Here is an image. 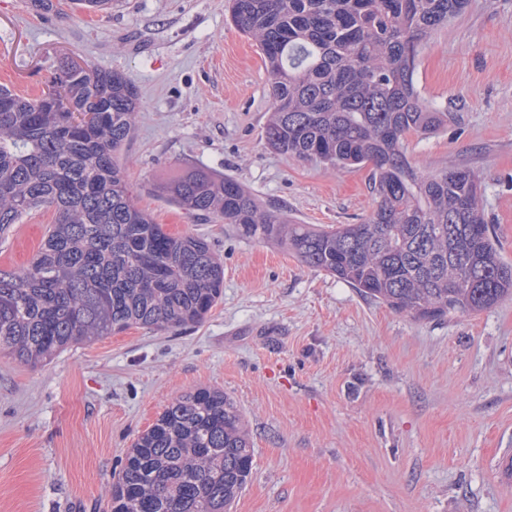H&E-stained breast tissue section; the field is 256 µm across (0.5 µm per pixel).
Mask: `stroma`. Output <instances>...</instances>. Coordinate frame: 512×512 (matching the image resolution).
<instances>
[{"label":"stroma","mask_w":512,"mask_h":512,"mask_svg":"<svg viewBox=\"0 0 512 512\" xmlns=\"http://www.w3.org/2000/svg\"><path fill=\"white\" fill-rule=\"evenodd\" d=\"M53 3L0 0V83L39 95L67 56L130 76L141 110L122 152L129 189L168 232L208 242L224 297L187 330L134 326L35 367L0 355V512H107L137 436L200 386L232 397L251 434L233 512H512V299L415 320L285 245L169 204L157 185L204 169L303 224H357L375 206L368 169L265 146L268 74L227 23V0ZM417 85L459 111L438 134L409 136V161L477 171L512 262V0H471L434 33ZM51 221L41 211L16 225L0 268L28 264Z\"/></svg>","instance_id":"35a3bbf8"}]
</instances>
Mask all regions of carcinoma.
I'll list each match as a JSON object with an SVG mask.
<instances>
[{
    "instance_id": "1",
    "label": "carcinoma",
    "mask_w": 512,
    "mask_h": 512,
    "mask_svg": "<svg viewBox=\"0 0 512 512\" xmlns=\"http://www.w3.org/2000/svg\"><path fill=\"white\" fill-rule=\"evenodd\" d=\"M469 0H231L230 19L259 46L273 151L343 168L370 167L376 206L328 229L269 211L236 179L204 170L157 186L193 216L283 243L305 265L414 319L476 313L512 298L481 208L479 175L423 173L411 133L455 113L423 98L419 56ZM140 112L124 73L60 65L36 98L0 86V240L51 209L30 263L0 269V353L36 366L64 348L133 326L179 331L224 294V263L193 236H173L132 196L120 162ZM254 450L240 409L211 387L174 398L141 433L117 475L109 512H231Z\"/></svg>"
}]
</instances>
